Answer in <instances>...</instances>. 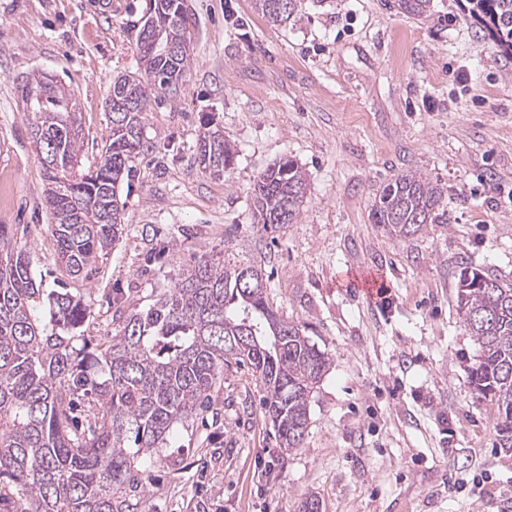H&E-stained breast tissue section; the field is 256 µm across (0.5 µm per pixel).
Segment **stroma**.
<instances>
[{"label":"stroma","instance_id":"35a3bbf8","mask_svg":"<svg viewBox=\"0 0 512 512\" xmlns=\"http://www.w3.org/2000/svg\"><path fill=\"white\" fill-rule=\"evenodd\" d=\"M185 5L190 63L178 96L144 114L119 186L125 230L74 278L55 261L21 88L43 75L74 95L95 164L150 0H0V224L21 226L42 288L83 295L100 339L200 253L258 258L280 314L331 360L285 455L251 371L226 365L209 408L175 429L181 466L147 464L143 512H300L309 498L319 512H512V450L468 383L479 347L455 308L462 267L512 279V58L466 0L419 19L395 0H298L281 26L254 0ZM207 114L237 152L221 178L199 161ZM283 158L305 171L306 199L265 231L253 188ZM406 171L444 187L448 221L400 238L371 215ZM374 278L387 302L367 298Z\"/></svg>","mask_w":512,"mask_h":512}]
</instances>
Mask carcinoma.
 <instances>
[{
	"label": "carcinoma",
	"mask_w": 512,
	"mask_h": 512,
	"mask_svg": "<svg viewBox=\"0 0 512 512\" xmlns=\"http://www.w3.org/2000/svg\"><path fill=\"white\" fill-rule=\"evenodd\" d=\"M431 0H397L422 17ZM297 0H256L272 24L288 22ZM470 17L512 53V0H467ZM183 0H153L137 47L143 70L112 84L125 103L109 113L100 162L84 168L82 128L70 92L33 80L22 87L49 187L57 264L73 276L96 263L124 231L118 193L144 146L152 93L175 95L190 54L160 43L189 42ZM200 163L226 172L236 149L206 121ZM307 192L298 164L284 158L254 187L257 223H295ZM443 191L417 172L386 184L372 219L399 237L438 220ZM0 225V512H142L148 492L142 460L170 446L174 427L206 407L224 365L246 364L263 388L262 408L280 447H303L310 398L330 367L302 326L280 318L262 270L201 255L173 287L156 295L101 343L78 333L89 316L78 294L53 289L40 301L27 252ZM456 310L480 355L469 380L496 406L497 441L512 448V282L466 266Z\"/></svg>",
	"instance_id": "1"
}]
</instances>
